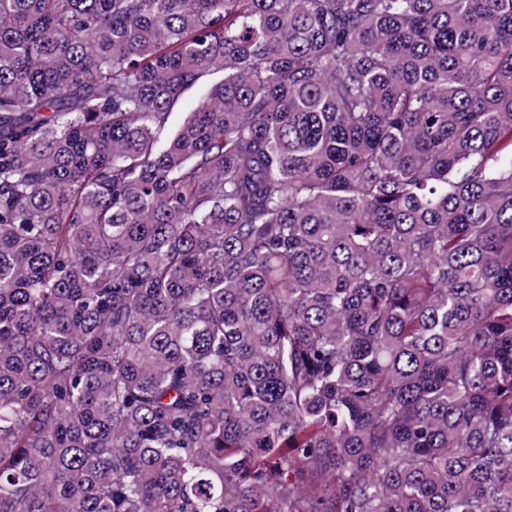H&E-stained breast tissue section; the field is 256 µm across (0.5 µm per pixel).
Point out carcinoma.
<instances>
[{
	"mask_svg": "<svg viewBox=\"0 0 512 512\" xmlns=\"http://www.w3.org/2000/svg\"><path fill=\"white\" fill-rule=\"evenodd\" d=\"M0 512H512V0H0Z\"/></svg>",
	"mask_w": 512,
	"mask_h": 512,
	"instance_id": "obj_1",
	"label": "carcinoma"
}]
</instances>
